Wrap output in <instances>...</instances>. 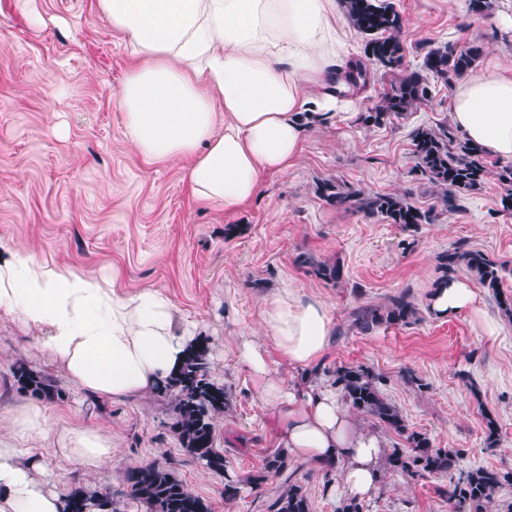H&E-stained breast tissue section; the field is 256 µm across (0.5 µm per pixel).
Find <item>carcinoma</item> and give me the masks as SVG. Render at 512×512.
Masks as SVG:
<instances>
[{
  "label": "carcinoma",
  "instance_id": "cac0c4a2",
  "mask_svg": "<svg viewBox=\"0 0 512 512\" xmlns=\"http://www.w3.org/2000/svg\"><path fill=\"white\" fill-rule=\"evenodd\" d=\"M353 28L364 36L363 57L390 72L403 65V44L398 38L402 17L390 0H342ZM425 53L419 69L402 72L380 92L378 104L361 115L367 126H381L414 107L429 101L432 93L428 77L450 83L467 74L481 55V47L424 45ZM411 154L416 176L439 187V203L450 213L459 202L478 190L492 172L484 150L448 127H420L412 136ZM326 203L355 208L369 216H377L402 230L416 233L432 220V212L412 205L406 196L394 193L366 194L346 187L333 179H325L316 188ZM321 279L335 284L343 280V269L337 262L317 258L311 253L298 257ZM459 267L472 273L478 285L491 293L501 313L512 319V295L503 291L505 267L487 255L457 245L438 257L439 276L432 288H444L448 278ZM419 308L411 288L388 298L384 305H364L350 313V325L367 331L375 326H406L418 320ZM332 386L341 394L345 405L376 428L385 429L401 438L381 456L379 479L389 472L413 480L454 472L448 488L441 496L448 501V512H486L493 494L512 486V468L463 467V452L441 448L431 437L408 427L400 410L384 396V377L363 365L341 363L332 371ZM17 389L48 403L63 401L68 392L37 370L24 363L12 372ZM155 395L173 403L171 431L181 448L207 469L224 474V498L233 500L240 492L241 481L227 473L224 451L216 446V419L231 405V394L213 375L210 349L202 341L188 353L182 368L171 379L155 389ZM485 444L497 445L499 426L490 414L484 415ZM288 468V456L275 451L266 456L263 469L247 482L260 485L279 477ZM139 502L145 512H210L205 500L192 493L176 475L173 463L152 461L125 472L124 488L112 491L110 486L92 487L78 482L63 495V512H122L123 499ZM267 512H312L311 503L302 486L293 484L285 493L271 499Z\"/></svg>",
  "mask_w": 512,
  "mask_h": 512
}]
</instances>
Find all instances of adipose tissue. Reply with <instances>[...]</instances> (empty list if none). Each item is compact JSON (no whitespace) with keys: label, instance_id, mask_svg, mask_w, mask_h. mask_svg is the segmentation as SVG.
<instances>
[{"label":"adipose tissue","instance_id":"obj_1","mask_svg":"<svg viewBox=\"0 0 512 512\" xmlns=\"http://www.w3.org/2000/svg\"><path fill=\"white\" fill-rule=\"evenodd\" d=\"M340 0H95L135 59L117 93L133 150L150 162L180 163L195 198L233 214L263 178L292 166L309 125L346 104L349 61ZM450 120L487 154L512 160V65L493 63L454 85ZM469 312L484 335L497 322L472 285L450 280L430 313ZM17 316L83 395L104 402L149 392L180 368L198 337L177 325L159 289L119 292L91 273L37 260L15 246L0 255V313ZM264 344L243 342L240 356L261 401L284 408L282 445L295 458L342 461L344 490L377 489L382 439L359 428L335 391L288 388L270 374L269 355L308 368L327 349L335 325L327 305L282 288L261 311ZM0 432V512H60L46 465L26 448L47 434L44 406L14 411ZM60 460L92 473L112 460L99 428L55 432Z\"/></svg>","mask_w":512,"mask_h":512}]
</instances>
